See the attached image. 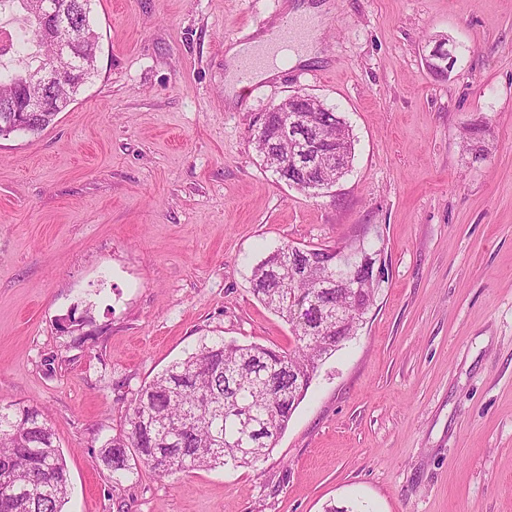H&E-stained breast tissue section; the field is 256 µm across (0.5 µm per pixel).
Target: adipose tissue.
I'll use <instances>...</instances> for the list:
<instances>
[{"instance_id":"adipose-tissue-1","label":"adipose tissue","mask_w":512,"mask_h":512,"mask_svg":"<svg viewBox=\"0 0 512 512\" xmlns=\"http://www.w3.org/2000/svg\"><path fill=\"white\" fill-rule=\"evenodd\" d=\"M322 8L318 5H300L287 7L285 13L293 18L303 19L305 24L304 35L291 49L273 51L270 37L256 40L254 46L262 56L261 63L252 72L251 78L255 81H265L273 78L284 60L294 63H305L318 57V40L321 29Z\"/></svg>"}]
</instances>
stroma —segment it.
Wrapping results in <instances>:
<instances>
[{"mask_svg":"<svg viewBox=\"0 0 512 512\" xmlns=\"http://www.w3.org/2000/svg\"><path fill=\"white\" fill-rule=\"evenodd\" d=\"M287 2L93 0L96 77L40 134L0 137V400L52 424L63 512H512V0H308L321 57L228 99V46ZM297 92L354 138L327 194L249 139ZM359 240L374 301L268 457L113 483L101 447L145 383L219 336L291 344L254 264ZM486 132L487 130L482 124H471L466 129V133L463 139L464 148L470 151L472 157L476 161L484 160L486 158V150L483 146Z\"/></svg>","mask_w":512,"mask_h":512,"instance_id":"obj_1","label":"stroma"}]
</instances>
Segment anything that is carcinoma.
Wrapping results in <instances>:
<instances>
[{
	"instance_id": "1",
	"label": "carcinoma",
	"mask_w": 512,
	"mask_h": 512,
	"mask_svg": "<svg viewBox=\"0 0 512 512\" xmlns=\"http://www.w3.org/2000/svg\"><path fill=\"white\" fill-rule=\"evenodd\" d=\"M37 0H0V13L15 6L23 11L15 37V52L26 45L38 48L40 62L49 64L55 44L30 21ZM85 21L89 0H55ZM98 37L89 38L82 54L83 80L57 88L61 103L53 112L34 118L18 130L37 134L67 110L84 81L95 72ZM0 63V104L19 101V75ZM323 149L339 152L352 163L353 140L335 107L320 113ZM281 119L269 113L260 134L278 148ZM483 125L467 127L464 148L475 160L486 158ZM329 259L324 266H308L310 255ZM363 245L341 254L322 247L300 248L283 243L252 272L251 292L261 304L290 327L293 344L275 350L258 344H237L217 337L173 362L143 385L125 414V427L102 446V461L119 484L141 468L161 478L217 467H253L272 452L288 428L322 362L356 335L375 295V281L361 267ZM363 282L358 293L323 288L329 279ZM347 307L341 326L328 320L327 311ZM255 448L251 454L238 440ZM66 459L56 444L52 426L34 407L0 401V512H62L68 499Z\"/></svg>"
}]
</instances>
